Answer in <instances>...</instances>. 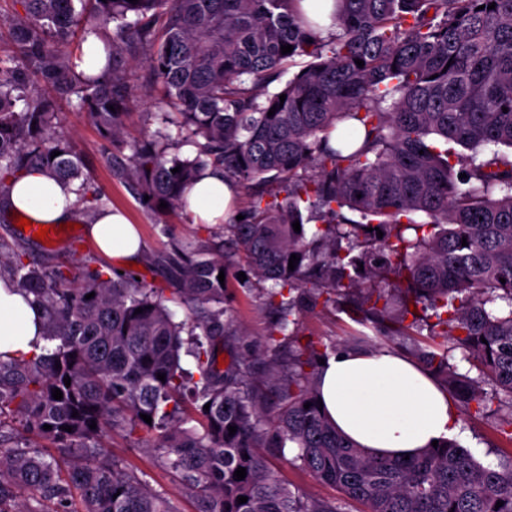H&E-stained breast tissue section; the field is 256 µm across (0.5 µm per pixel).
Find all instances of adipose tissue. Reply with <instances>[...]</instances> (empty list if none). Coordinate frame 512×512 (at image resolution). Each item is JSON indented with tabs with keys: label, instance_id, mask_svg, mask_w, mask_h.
<instances>
[{
	"label": "adipose tissue",
	"instance_id": "ef3b65f1",
	"mask_svg": "<svg viewBox=\"0 0 512 512\" xmlns=\"http://www.w3.org/2000/svg\"><path fill=\"white\" fill-rule=\"evenodd\" d=\"M0 201L12 213L47 224L73 222L78 186L47 171H21L7 180ZM237 195L220 169L207 168L188 190L186 211L195 224L224 223ZM97 250L128 269L144 244L134 224L120 211L102 208L86 226ZM42 308L33 297L14 291L0 279V353L33 356L45 345ZM323 409L354 443L377 455L406 456L457 436L455 400L419 365L385 350L342 351L321 369Z\"/></svg>",
	"mask_w": 512,
	"mask_h": 512
}]
</instances>
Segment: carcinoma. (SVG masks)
I'll return each mask as SVG.
<instances>
[{"mask_svg": "<svg viewBox=\"0 0 512 512\" xmlns=\"http://www.w3.org/2000/svg\"><path fill=\"white\" fill-rule=\"evenodd\" d=\"M15 2L12 51L0 54V193L22 170L83 177L57 133L59 106L74 95L114 174L149 196L147 207L184 208L208 167L250 200L244 219L209 241L156 255L167 289L99 269L71 277L13 253L8 278L44 307L49 348L0 354V512H180L106 448L110 434L137 435L195 512H342L334 498L288 488L270 463L287 448L364 512H512V457L489 467L448 440L409 460L375 457L344 438L319 410L327 350L310 345L284 365L271 336L239 352L218 279L230 264L273 282L266 301L288 344L304 310L353 291L365 320L397 322L399 333L408 303L432 309L441 330L415 356L468 415L487 412L486 387L503 394L498 426L512 439V157L479 152L512 148V0H336L325 37L299 21L300 0ZM91 33L107 43L98 78L73 62ZM297 57L309 61L259 100ZM143 60L162 87L161 123L193 157L169 153L177 143L166 134L124 139L130 69ZM86 190L82 210L105 207L102 191ZM392 271L407 287L387 282ZM17 424L30 438L15 437Z\"/></svg>", "mask_w": 512, "mask_h": 512, "instance_id": "cac0c4a2", "label": "carcinoma"}]
</instances>
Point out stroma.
I'll list each match as a JSON object with an SVG mask.
<instances>
[{
  "label": "stroma",
  "mask_w": 512,
  "mask_h": 512,
  "mask_svg": "<svg viewBox=\"0 0 512 512\" xmlns=\"http://www.w3.org/2000/svg\"><path fill=\"white\" fill-rule=\"evenodd\" d=\"M133 83L137 101L132 114L126 119L127 139H140L159 131L170 137H177L176 127L162 125L157 116L162 89L147 65L141 64L134 69ZM59 131L80 155L88 188L103 191L107 206L125 211L132 223L138 227L146 246L144 257L140 261L141 275L155 287H165V270L150 265V258L164 250L169 239L173 237L208 240L210 225L190 223L185 214L179 212L157 214L144 206L129 186L114 175L107 160V146L86 113L64 108L60 115ZM88 220V215L76 216V228L47 246L24 237L15 221L1 217L0 243L10 250L18 249L23 253L25 261L34 264L55 259L76 274L83 273L88 268L111 272V259L99 255L85 235L83 226ZM238 273V267H229V288L225 303L233 312L235 324L244 326L248 332L247 338L239 343L240 349L246 350L253 341L267 339L273 333L275 315L266 305L259 289L250 290L241 286ZM359 300L360 297L356 294L343 296L332 305L305 312L301 317L300 344L333 343L341 349L344 348L346 339L358 333L376 336L377 331L373 326H363L356 321L354 306ZM460 422L458 442L468 448L482 463L494 466L512 456V443L500 435L495 415H464L461 416ZM106 445L113 455L137 467L154 489L165 492L175 499L181 512H193L192 499L180 493L173 477L155 466L152 455L143 451L135 440L117 434L108 438Z\"/></svg>",
  "instance_id": "35a3bbf8"
}]
</instances>
